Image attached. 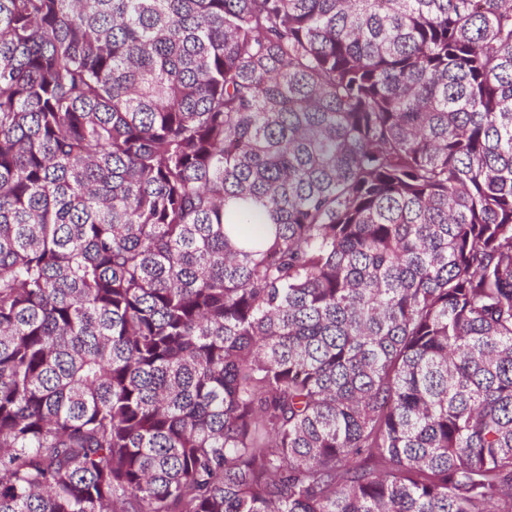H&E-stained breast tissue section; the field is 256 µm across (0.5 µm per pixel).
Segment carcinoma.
Returning <instances> with one entry per match:
<instances>
[{"label": "carcinoma", "instance_id": "obj_1", "mask_svg": "<svg viewBox=\"0 0 512 512\" xmlns=\"http://www.w3.org/2000/svg\"><path fill=\"white\" fill-rule=\"evenodd\" d=\"M0 512H512V0H0Z\"/></svg>", "mask_w": 512, "mask_h": 512}]
</instances>
